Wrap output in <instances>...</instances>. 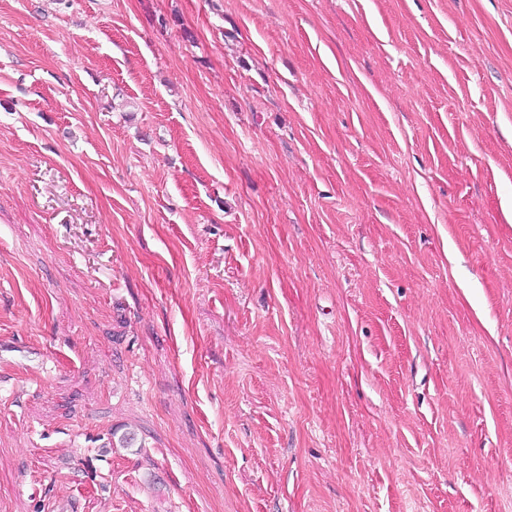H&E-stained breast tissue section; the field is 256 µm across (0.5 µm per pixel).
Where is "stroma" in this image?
<instances>
[{"label":"stroma","mask_w":512,"mask_h":512,"mask_svg":"<svg viewBox=\"0 0 512 512\" xmlns=\"http://www.w3.org/2000/svg\"><path fill=\"white\" fill-rule=\"evenodd\" d=\"M0 512H512V0H0Z\"/></svg>","instance_id":"obj_1"}]
</instances>
